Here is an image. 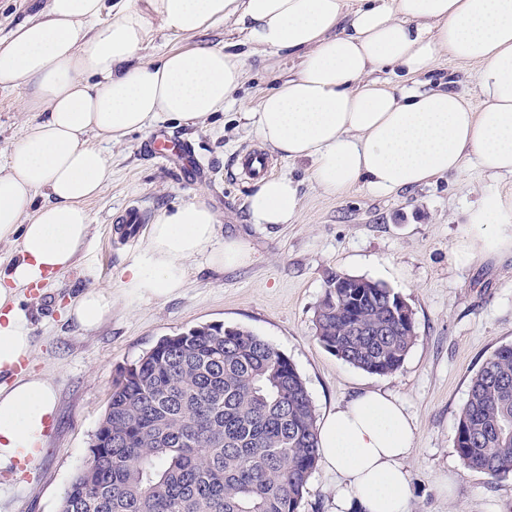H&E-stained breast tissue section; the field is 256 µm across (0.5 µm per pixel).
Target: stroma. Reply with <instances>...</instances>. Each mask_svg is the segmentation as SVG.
<instances>
[{
  "instance_id": "1",
  "label": "stroma",
  "mask_w": 512,
  "mask_h": 512,
  "mask_svg": "<svg viewBox=\"0 0 512 512\" xmlns=\"http://www.w3.org/2000/svg\"><path fill=\"white\" fill-rule=\"evenodd\" d=\"M231 26L190 37L158 33L147 48L155 57L169 49L221 47L236 42ZM295 68L287 55H251L236 101L200 124L164 122L103 145L112 181L87 204L86 245L69 269L24 291L19 306L28 317L33 350L27 371L56 388L54 430L34 474L0 484V512H59L77 469L90 455L93 434L107 407L118 372L164 336L213 323L240 326L276 345L305 379L317 416L363 389L395 396L415 424L406 460L409 512H512V476L493 479L466 469L454 447L458 414L471 377L499 345L512 343V251L458 259L476 228L469 214L495 194L512 195V175L491 177L464 165L455 175L393 194L356 188L331 195L309 177V162L273 155L272 175L299 182L301 212L293 224H257L246 206L254 179L241 163L261 149L241 102L256 101ZM477 68L441 54L426 88L455 74L459 91L476 97ZM25 81L0 85V164L35 120L17 102ZM179 139L200 162V173L164 164L152 151L156 133ZM205 201L219 223L216 247L229 237L245 240L252 259L217 269L201 259L187 265L180 293L165 299L122 293V270L146 247L148 222L160 210ZM132 205L148 222L135 238H122L117 221ZM381 282L399 293L414 313L417 338L402 367L377 376L346 365L316 339L315 310L333 273ZM112 291V311L94 332L66 316L87 288ZM452 492L443 489L444 479Z\"/></svg>"
}]
</instances>
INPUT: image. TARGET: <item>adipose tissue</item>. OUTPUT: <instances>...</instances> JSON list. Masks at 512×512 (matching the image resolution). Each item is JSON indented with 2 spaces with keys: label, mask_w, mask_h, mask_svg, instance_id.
<instances>
[{
  "label": "adipose tissue",
  "mask_w": 512,
  "mask_h": 512,
  "mask_svg": "<svg viewBox=\"0 0 512 512\" xmlns=\"http://www.w3.org/2000/svg\"><path fill=\"white\" fill-rule=\"evenodd\" d=\"M227 22L240 51L143 56L157 31L190 37ZM248 50L297 58L296 73L246 117L265 145L309 161L327 193L410 190L459 172L468 159L489 175H512V0H50L44 17L0 38V84L29 82L24 107L41 115L0 165V241L18 242L0 270V372H13L32 352L20 292L70 267L89 236L86 204L112 180L95 141L223 111L243 83ZM444 53L477 64L480 107L450 86H410ZM388 67L405 79L401 89L377 78ZM247 204L255 223H294L298 183L261 177ZM511 216V196L483 204L471 216L480 231L461 257L512 248V238L494 229ZM216 225L201 201L160 211L144 251L124 271L123 293L174 295L186 262L198 256L217 268L248 263L242 240L214 248ZM111 310V291L90 288L67 316L91 332ZM55 408V387L43 375L16 374L0 385V469L19 449L42 444ZM414 432L404 405L376 389L324 417L319 461L336 477L339 512H409L404 461Z\"/></svg>",
  "instance_id": "obj_1"
}]
</instances>
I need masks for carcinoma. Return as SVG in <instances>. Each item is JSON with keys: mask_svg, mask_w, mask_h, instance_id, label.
Instances as JSON below:
<instances>
[{"mask_svg": "<svg viewBox=\"0 0 512 512\" xmlns=\"http://www.w3.org/2000/svg\"><path fill=\"white\" fill-rule=\"evenodd\" d=\"M397 296L330 275L317 340L368 374L395 373L416 341ZM455 448L470 470L512 474V344L471 377ZM317 461L316 410L294 363L248 329L198 325L160 338L113 378L60 512H297Z\"/></svg>", "mask_w": 512, "mask_h": 512, "instance_id": "1", "label": "carcinoma"}]
</instances>
